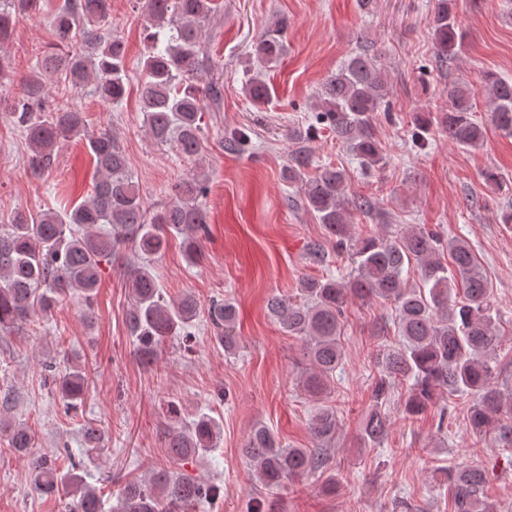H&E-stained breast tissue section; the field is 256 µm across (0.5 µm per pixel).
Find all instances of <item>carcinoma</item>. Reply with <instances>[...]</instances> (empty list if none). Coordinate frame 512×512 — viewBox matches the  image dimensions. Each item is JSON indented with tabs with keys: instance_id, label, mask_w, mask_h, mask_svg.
I'll list each match as a JSON object with an SVG mask.
<instances>
[{
	"instance_id": "cac0c4a2",
	"label": "carcinoma",
	"mask_w": 512,
	"mask_h": 512,
	"mask_svg": "<svg viewBox=\"0 0 512 512\" xmlns=\"http://www.w3.org/2000/svg\"><path fill=\"white\" fill-rule=\"evenodd\" d=\"M42 0H0V42L7 39L20 17L39 11ZM215 0H144L148 52L140 62L138 84L144 126L160 145L195 158L201 152L204 101H220L224 84L195 78L206 21L216 11ZM111 0H64L53 14L59 44L41 56L21 97L1 108L9 123L26 136L29 163L35 172L56 161L57 149L85 131L86 119L75 109L50 108L43 76L58 75L77 86L90 79L104 102L117 103L126 93L129 75L123 39L106 26ZM434 59L441 68L452 64L466 48L454 0H437L431 22ZM288 20L276 17L266 25L254 45L264 65H277L285 53ZM491 104L492 120L512 136V81L493 73L483 85ZM244 92L255 105L269 101L271 92L262 81H248ZM474 89L448 83V111L417 115L412 140L425 145L438 129L448 141L465 148L484 142V127L472 118ZM316 121L329 128L367 170L386 165V153L373 131L375 114H391L388 75L381 54L364 44L323 82L316 96ZM85 149L99 178L91 194L69 209L36 215L16 212L0 224V333L9 334L34 315L50 313L59 300L77 293L90 303L101 280V264L110 263L129 244L140 261L128 262L124 276L132 303L127 316L138 360L149 366L159 347L179 339L185 347L195 340L193 321L200 313L196 298L186 295L171 301L150 270L168 237L182 238L188 261L198 262L202 235L207 233L204 201L209 187L194 173L176 185L175 198L151 212L145 206L128 159L112 133L105 130L85 138ZM311 151H291L284 178L298 184L297 204L322 224L336 249L351 256L353 266L344 278L307 279L299 288L300 301L275 296L268 302L281 329L303 342L308 368L299 385L315 401L309 422L317 448H285L265 425L252 428L242 456L253 467L266 490L280 489L295 478L324 471L336 438V408L328 404L330 382L343 359L345 306L350 297L381 300L394 305L398 339L380 347L376 374L361 440L375 447L383 443L390 426L386 404L398 387H406L403 415L412 419L435 405L438 395L474 397L470 426L475 434L495 432L501 447L512 448V400L502 408L504 392L491 355L501 342L491 305L493 284L483 273L472 246L461 238L448 242L419 225L355 237L353 215L367 214L371 202L349 192L347 174L331 165L311 177ZM448 252L450 263L441 261ZM417 266L421 284L407 285L405 270ZM236 307L228 299L209 305L208 320L214 341L227 354L239 349L234 334ZM45 380L53 385L66 411L81 405L87 374L80 362L70 360L59 371L45 366ZM10 393L0 396V432L8 446L30 457L29 476L34 487L61 501V512H190L194 506L215 501L221 488L171 470H157L135 478L105 506L100 490L78 474L84 457L103 451L101 429L93 422L82 427L84 447L79 454L64 449L70 464L63 472L48 456L31 454L32 432L6 418ZM167 456L174 462H206L219 448L224 427L207 413L185 423L182 408L167 405ZM453 488V512H489L484 499L488 473L478 466L440 468Z\"/></svg>"
}]
</instances>
